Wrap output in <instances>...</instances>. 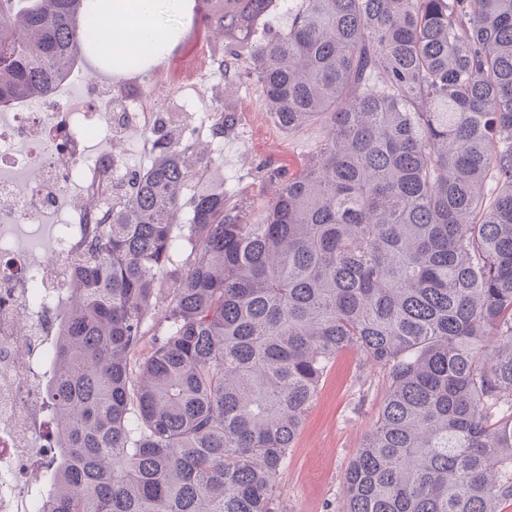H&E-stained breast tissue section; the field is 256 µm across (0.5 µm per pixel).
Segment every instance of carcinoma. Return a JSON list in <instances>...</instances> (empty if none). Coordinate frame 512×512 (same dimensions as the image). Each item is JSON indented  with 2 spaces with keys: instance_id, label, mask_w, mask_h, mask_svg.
I'll return each mask as SVG.
<instances>
[{
  "instance_id": "obj_1",
  "label": "carcinoma",
  "mask_w": 512,
  "mask_h": 512,
  "mask_svg": "<svg viewBox=\"0 0 512 512\" xmlns=\"http://www.w3.org/2000/svg\"><path fill=\"white\" fill-rule=\"evenodd\" d=\"M194 0L266 109L325 135L260 224L183 130L112 184L58 298L39 512H275V479L329 363L388 392L342 512L512 502V0ZM86 0H0V107L97 48ZM236 125L220 113L213 136ZM188 252L180 271L171 266ZM158 320L154 348L137 351ZM281 1L282 3L279 11L270 17L262 30V37L272 36L288 29V23L290 22V15L288 14V11L291 13L295 10L299 6L300 0Z\"/></svg>"
}]
</instances>
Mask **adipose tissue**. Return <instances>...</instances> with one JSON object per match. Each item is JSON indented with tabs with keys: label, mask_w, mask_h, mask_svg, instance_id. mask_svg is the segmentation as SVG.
Returning a JSON list of instances; mask_svg holds the SVG:
<instances>
[{
	"label": "adipose tissue",
	"mask_w": 512,
	"mask_h": 512,
	"mask_svg": "<svg viewBox=\"0 0 512 512\" xmlns=\"http://www.w3.org/2000/svg\"><path fill=\"white\" fill-rule=\"evenodd\" d=\"M183 0H112V8L95 13L96 24L112 35L110 58L157 55L169 37L162 24L168 8H181Z\"/></svg>",
	"instance_id": "ef3b65f1"
}]
</instances>
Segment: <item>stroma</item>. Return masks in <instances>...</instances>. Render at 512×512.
Returning a JSON list of instances; mask_svg holds the SVG:
<instances>
[{
  "label": "stroma",
  "instance_id": "35a3bbf8",
  "mask_svg": "<svg viewBox=\"0 0 512 512\" xmlns=\"http://www.w3.org/2000/svg\"><path fill=\"white\" fill-rule=\"evenodd\" d=\"M191 9V4H184L173 23L177 37L144 72L118 74L99 82L98 91L112 93L118 83L130 91L155 87L159 97L146 100L151 113L183 108V93H195L193 106L183 110L195 130L194 148L208 161L200 182H224L247 206L252 221L258 222L273 192L268 174L295 173L322 138L323 128L312 124L293 134L283 132L267 112L255 80L239 78L227 85L209 74L202 58L208 50L223 47L224 41L210 29L189 33ZM229 105L238 113L237 127L218 144L210 132L199 131L200 115L217 114ZM115 144L132 169L145 168L154 159L146 140L129 125L100 137L92 151L105 155ZM385 394L382 372L366 367L363 355L352 349L337 355L276 478L275 512H341L344 473L373 428Z\"/></svg>",
  "mask_w": 512,
  "mask_h": 512
}]
</instances>
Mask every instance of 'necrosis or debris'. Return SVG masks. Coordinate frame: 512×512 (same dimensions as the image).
<instances>
[{
  "label": "necrosis or debris",
  "mask_w": 512,
  "mask_h": 512,
  "mask_svg": "<svg viewBox=\"0 0 512 512\" xmlns=\"http://www.w3.org/2000/svg\"><path fill=\"white\" fill-rule=\"evenodd\" d=\"M58 109L57 98L37 97L14 113L10 128H0V512H37L40 484L27 472L43 455L35 427L45 398L34 368L51 359V332L39 315L52 307L56 286L83 247L89 210L80 207L78 223L54 225L47 250L37 244L33 220L56 208L73 179L83 180L90 195L98 183L127 174L121 163L87 155L86 142L104 130L96 117L60 124L53 120ZM34 138L45 143L39 161L15 149ZM7 167L26 174L25 191L3 176ZM49 186L54 194H46ZM26 316L33 322L20 328Z\"/></svg>",
  "instance_id": "4bbe7bcc"
}]
</instances>
